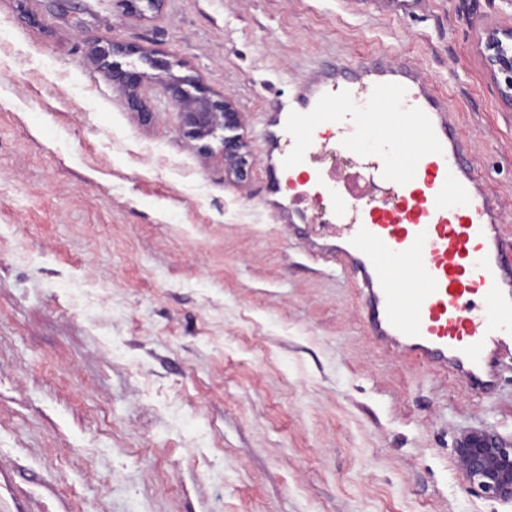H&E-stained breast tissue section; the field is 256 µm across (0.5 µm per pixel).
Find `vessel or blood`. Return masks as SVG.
I'll use <instances>...</instances> for the list:
<instances>
[{
  "label": "vessel or blood",
  "instance_id": "b4317fda",
  "mask_svg": "<svg viewBox=\"0 0 512 512\" xmlns=\"http://www.w3.org/2000/svg\"><path fill=\"white\" fill-rule=\"evenodd\" d=\"M359 101L371 111L353 110ZM378 126L382 149L362 152L360 135ZM264 140L286 223H305L313 199L304 189L283 194L296 171L335 195L328 230L308 239V253L352 274L374 340L473 392L495 389L512 362V254L500 201L433 82L386 54L317 68L271 109ZM330 144L363 172L365 188L336 195L343 175L322 162Z\"/></svg>",
  "mask_w": 512,
  "mask_h": 512
}]
</instances>
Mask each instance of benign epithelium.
I'll use <instances>...</instances> for the list:
<instances>
[{"instance_id":"7a95c632","label":"benign epithelium","mask_w":512,"mask_h":512,"mask_svg":"<svg viewBox=\"0 0 512 512\" xmlns=\"http://www.w3.org/2000/svg\"><path fill=\"white\" fill-rule=\"evenodd\" d=\"M486 66L497 85L504 104L512 105V31L495 29L486 32L483 40ZM134 49L109 43L96 49V57L106 76L124 92L131 104L141 107L140 94L148 76L136 69L116 68L109 57L117 53H132ZM164 95L179 109L182 127L192 140H203L218 129L231 130L238 124V115L230 101L216 99L202 86L189 95L184 83L169 81ZM243 145L233 136L224 137V161L237 176L245 172L246 154ZM457 467L471 492L486 498L512 503V442L498 436L476 431L465 434L454 448Z\"/></svg>"}]
</instances>
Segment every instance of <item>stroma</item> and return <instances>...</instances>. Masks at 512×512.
Listing matches in <instances>:
<instances>
[{"instance_id": "1", "label": "stroma", "mask_w": 512, "mask_h": 512, "mask_svg": "<svg viewBox=\"0 0 512 512\" xmlns=\"http://www.w3.org/2000/svg\"><path fill=\"white\" fill-rule=\"evenodd\" d=\"M512 0H0V512H512L454 448L512 441V370L475 394L378 344L353 277L267 203L294 81L386 53L448 95L512 242V108L479 49ZM149 74L142 117L91 58ZM239 113L187 139L155 78ZM243 145L233 136H224V161L229 170L236 176H243L247 166L246 154L242 153Z\"/></svg>"}]
</instances>
